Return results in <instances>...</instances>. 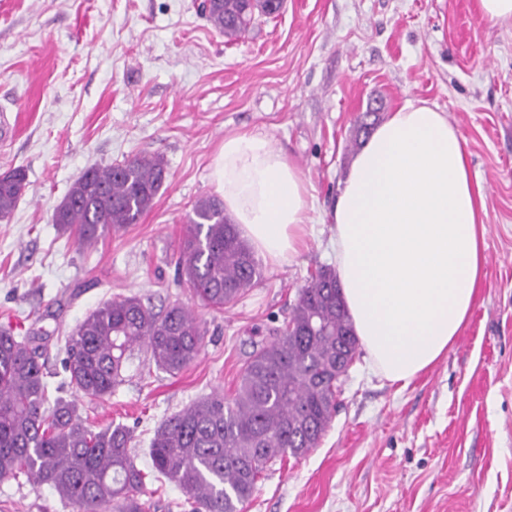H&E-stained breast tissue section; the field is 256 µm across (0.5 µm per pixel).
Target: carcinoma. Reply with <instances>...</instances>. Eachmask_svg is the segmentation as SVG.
<instances>
[{"label":"carcinoma","mask_w":512,"mask_h":512,"mask_svg":"<svg viewBox=\"0 0 512 512\" xmlns=\"http://www.w3.org/2000/svg\"><path fill=\"white\" fill-rule=\"evenodd\" d=\"M280 8L274 0L203 3L204 15L228 38ZM166 178L159 154L92 167L71 185L52 221L75 233L78 246H90L138 223ZM26 186L21 168L0 174V221ZM177 269V285L215 310L261 279L252 249L214 197L193 205ZM203 336L201 322L182 303L157 312L136 295L112 299L67 337L64 377L52 398L37 348L0 328V478L24 475L46 485L73 512H151L156 504L141 498L147 472L131 456L132 432L120 423L86 426L77 401L111 396L141 348L156 368L182 371L198 356ZM358 346L336 273L322 267L300 289L284 327L251 353L231 400L213 394L156 428L148 448L154 479L177 485L191 512H241L269 463L319 444L336 409L340 368L354 361Z\"/></svg>","instance_id":"obj_1"}]
</instances>
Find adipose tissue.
<instances>
[{
	"label": "adipose tissue",
	"mask_w": 512,
	"mask_h": 512,
	"mask_svg": "<svg viewBox=\"0 0 512 512\" xmlns=\"http://www.w3.org/2000/svg\"><path fill=\"white\" fill-rule=\"evenodd\" d=\"M224 210L255 254L281 265L305 244L312 194L258 131L212 160ZM486 213L462 138L444 113L407 103L354 156L331 211L336 275L373 369L408 386L446 354L485 275Z\"/></svg>",
	"instance_id": "adipose-tissue-1"
}]
</instances>
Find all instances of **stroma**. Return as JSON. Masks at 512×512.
I'll return each instance as SVG.
<instances>
[{
    "instance_id": "obj_1",
    "label": "stroma",
    "mask_w": 512,
    "mask_h": 512,
    "mask_svg": "<svg viewBox=\"0 0 512 512\" xmlns=\"http://www.w3.org/2000/svg\"><path fill=\"white\" fill-rule=\"evenodd\" d=\"M200 0H0V113L16 116L0 173L27 188L0 221V327L35 336L48 372L102 302L137 295L192 306L206 330L172 375L142 366L111 396L82 399L91 428L123 424L140 468L156 427L214 392L232 398L256 345L333 263V207L362 113L406 103L446 113L487 213L485 277L448 353L400 387L357 357L319 445L271 463L243 512H512V24L476 0H284L229 40ZM262 130L312 188L313 233L292 262L231 307L174 283L186 216L217 196L226 135ZM163 156L168 178L138 223L87 248L49 220L93 165ZM0 512H72L47 487L0 481Z\"/></svg>"
}]
</instances>
